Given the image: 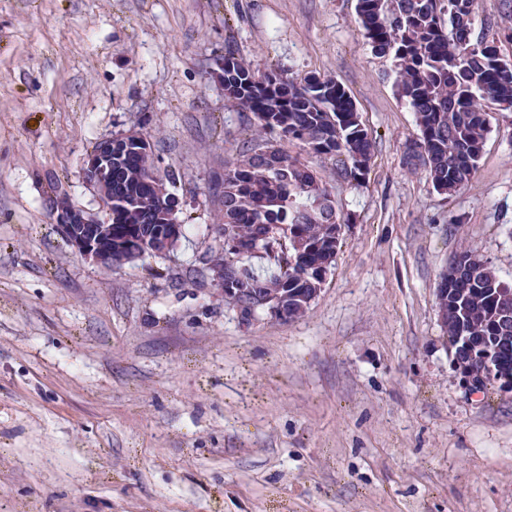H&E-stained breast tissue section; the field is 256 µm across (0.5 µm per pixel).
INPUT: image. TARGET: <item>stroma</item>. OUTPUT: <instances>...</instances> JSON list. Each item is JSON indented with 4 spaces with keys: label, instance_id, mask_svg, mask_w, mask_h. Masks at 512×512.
Here are the masks:
<instances>
[{
    "label": "stroma",
    "instance_id": "35a3bbf8",
    "mask_svg": "<svg viewBox=\"0 0 512 512\" xmlns=\"http://www.w3.org/2000/svg\"><path fill=\"white\" fill-rule=\"evenodd\" d=\"M357 0H0V512H512V391L452 364L436 288L470 247L512 285V112L458 192L408 174L416 117ZM334 76L376 139L360 182L302 144L341 246L309 312L249 321L212 268L224 166L254 121L223 58ZM135 129L184 235L112 269L53 203L97 213L85 155Z\"/></svg>",
    "mask_w": 512,
    "mask_h": 512
}]
</instances>
